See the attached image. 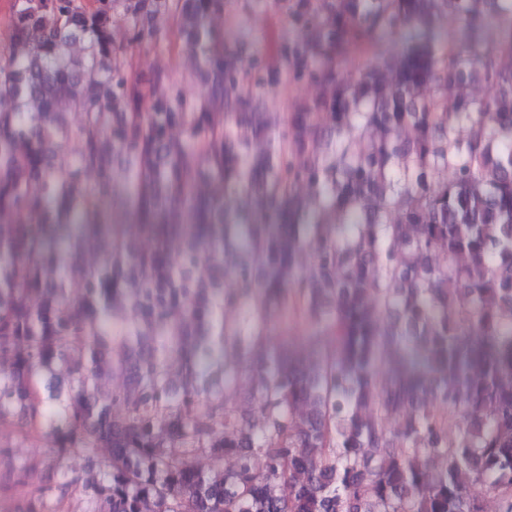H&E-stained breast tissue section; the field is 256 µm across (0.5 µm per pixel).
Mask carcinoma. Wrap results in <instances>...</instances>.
Returning a JSON list of instances; mask_svg holds the SVG:
<instances>
[{
    "mask_svg": "<svg viewBox=\"0 0 512 512\" xmlns=\"http://www.w3.org/2000/svg\"><path fill=\"white\" fill-rule=\"evenodd\" d=\"M484 4L499 42L452 50L427 32L448 11L473 28L476 0H295L290 17L305 38L278 46L280 71L210 46L204 21L224 0H14L0 98L36 111L0 112V212L23 216L0 224V430L50 434L55 448L16 460L0 445V503L11 512H52L75 498L82 512H486L475 491L484 487L497 512H512V68L499 62L512 52V0ZM118 5L132 47L160 42L156 14L180 18L203 58L204 94L165 71L146 87L128 78L112 31ZM407 25L425 35L401 56L374 54L338 77L350 49ZM77 35L88 51L74 62L63 47ZM471 78L494 96L460 93L448 105V87ZM278 80H309L322 94L283 124L237 111ZM64 106L80 111L77 129ZM450 109L468 127L464 140ZM74 135L80 155L61 171L52 159ZM118 165L148 247H131L112 219ZM302 185L315 206L298 196ZM242 197L254 208L232 209ZM188 225L193 238L177 254ZM89 245L102 249L99 266L70 261ZM226 276L240 288L224 291ZM118 300L131 307L119 326ZM241 302L242 318L224 322V308ZM271 311L315 328L317 359L270 358L252 379L259 412L247 414L224 403L204 364L218 353L224 373L237 374L243 351L262 349ZM401 345L422 366L377 378ZM74 351L84 361L70 392L45 394L41 376ZM132 352L130 386L102 391ZM201 455L205 471L194 464ZM71 456L91 463L93 481L61 469ZM53 468L58 477L35 485Z\"/></svg>",
    "mask_w": 512,
    "mask_h": 512,
    "instance_id": "1",
    "label": "carcinoma"
}]
</instances>
